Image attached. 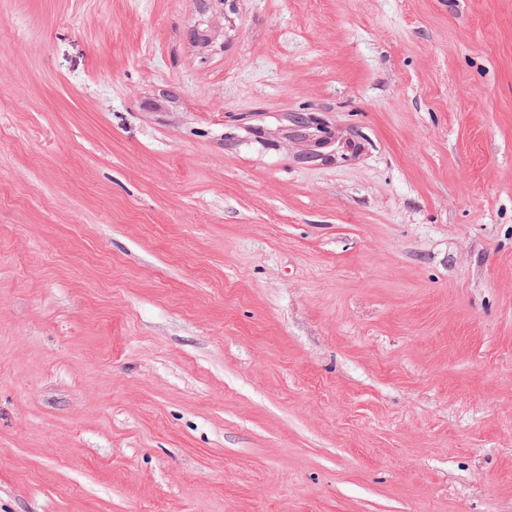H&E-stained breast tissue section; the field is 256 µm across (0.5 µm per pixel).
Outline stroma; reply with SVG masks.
<instances>
[{
	"instance_id": "35a3bbf8",
	"label": "stroma",
	"mask_w": 512,
	"mask_h": 512,
	"mask_svg": "<svg viewBox=\"0 0 512 512\" xmlns=\"http://www.w3.org/2000/svg\"><path fill=\"white\" fill-rule=\"evenodd\" d=\"M211 7L0 0V512H512V0Z\"/></svg>"
}]
</instances>
